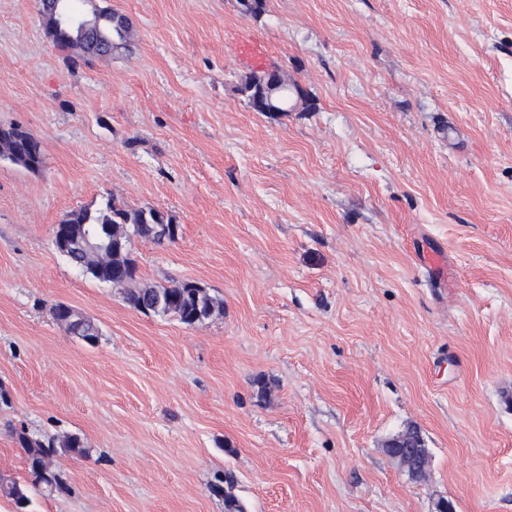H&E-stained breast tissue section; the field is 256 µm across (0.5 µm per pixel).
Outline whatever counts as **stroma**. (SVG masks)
Masks as SVG:
<instances>
[{
    "label": "stroma",
    "mask_w": 512,
    "mask_h": 512,
    "mask_svg": "<svg viewBox=\"0 0 512 512\" xmlns=\"http://www.w3.org/2000/svg\"><path fill=\"white\" fill-rule=\"evenodd\" d=\"M124 48L73 64L38 0H0V478L16 429L80 436L30 512H512V0H93ZM261 42L312 108L265 115ZM156 209L133 287L195 283L186 325L74 269L69 212ZM65 303L101 330L55 321ZM416 427L426 476L385 451ZM251 72L241 79L239 91L246 98L248 106L255 112H266L258 95L263 91L268 78V72Z\"/></svg>",
    "instance_id": "stroma-1"
}]
</instances>
